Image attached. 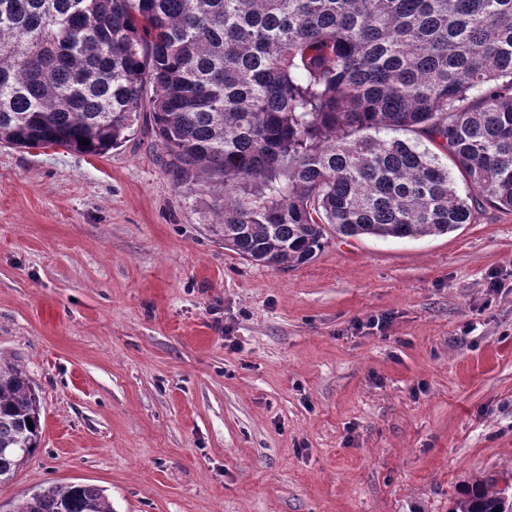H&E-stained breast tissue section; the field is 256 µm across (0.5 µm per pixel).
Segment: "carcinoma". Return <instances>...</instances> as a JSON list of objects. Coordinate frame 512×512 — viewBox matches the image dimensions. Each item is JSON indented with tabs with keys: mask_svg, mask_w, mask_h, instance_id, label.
Segmentation results:
<instances>
[{
	"mask_svg": "<svg viewBox=\"0 0 512 512\" xmlns=\"http://www.w3.org/2000/svg\"><path fill=\"white\" fill-rule=\"evenodd\" d=\"M142 118L245 260L307 262L330 227L446 235L512 212V0H0V144L99 156ZM41 438L33 380L0 359V485ZM495 509L512 484L454 512ZM12 512L112 503L53 483Z\"/></svg>",
	"mask_w": 512,
	"mask_h": 512,
	"instance_id": "1",
	"label": "carcinoma"
}]
</instances>
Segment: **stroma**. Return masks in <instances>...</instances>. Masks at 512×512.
Instances as JSON below:
<instances>
[{
    "mask_svg": "<svg viewBox=\"0 0 512 512\" xmlns=\"http://www.w3.org/2000/svg\"><path fill=\"white\" fill-rule=\"evenodd\" d=\"M160 152L142 125L100 156L0 146V357L43 425L0 512L51 483L112 512H451L512 477V213L276 270Z\"/></svg>",
    "mask_w": 512,
    "mask_h": 512,
    "instance_id": "stroma-1",
    "label": "stroma"
}]
</instances>
